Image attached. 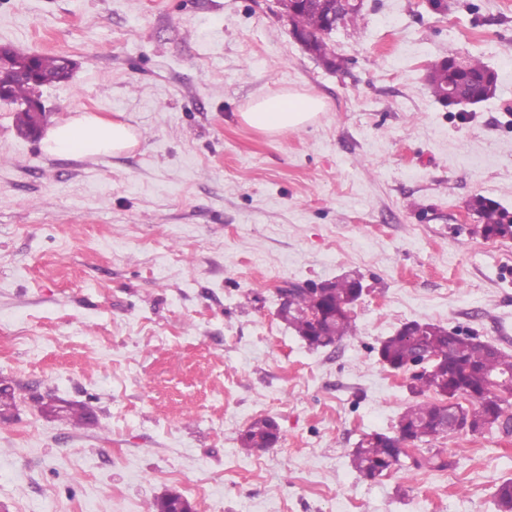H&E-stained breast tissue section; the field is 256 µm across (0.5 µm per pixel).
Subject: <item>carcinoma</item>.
Here are the masks:
<instances>
[{
    "label": "carcinoma",
    "mask_w": 512,
    "mask_h": 512,
    "mask_svg": "<svg viewBox=\"0 0 512 512\" xmlns=\"http://www.w3.org/2000/svg\"><path fill=\"white\" fill-rule=\"evenodd\" d=\"M291 23L293 30L304 35L310 43V52L334 71L345 68L346 60L336 53L325 34L327 13L304 0L292 4ZM4 62L10 65L3 82L6 96L18 106L15 125L20 135L28 136L29 130L38 121L39 116L30 102L35 95V87L21 79L13 77V70L26 66L23 57L9 48L0 50ZM451 58L436 59L429 63L426 81L432 95L440 100L444 98L450 76L447 63ZM36 70L51 84L61 83L71 76V69L65 65V58L56 55H42L36 59ZM491 69L481 59L473 58L466 63V71L459 76L463 93L480 96L487 100L496 94L497 86L485 81ZM471 209L479 217L482 226L480 233L485 238L512 235V217L509 212L494 201L483 196L472 200ZM353 283L348 278L334 282L333 287L319 293L309 284L290 281L286 292L293 308V317L283 318L297 335L313 348H328L355 336L356 323L350 312V294ZM330 310L336 316L323 322L321 329L307 318V313ZM421 344L431 355L437 357L428 368V372L416 378L411 391L418 395L431 392L439 396L435 402L417 401L410 405L399 417L396 430L388 435L373 432L364 435L358 442L353 454L352 464L356 472L366 480H374L384 474L396 458V443L401 438L419 441L429 446L427 456L414 461L417 469L448 468V456L444 445L457 431L438 433L434 429V414L444 400H456V406L464 416L472 418L475 433L481 434L494 427L509 434L512 432V414L508 413L509 397L512 396V353L500 348L490 349L476 336L452 334L439 325H431V332L421 337ZM378 353L386 359V366L392 370L408 365L415 360V347L412 337L397 331L382 342ZM50 412L62 414L77 423L89 418V411L80 403H67L50 407ZM282 440L269 426V419L259 418L251 422L240 436L241 447L263 449L275 446ZM441 447H434V443ZM497 512H512V479L497 486L495 495Z\"/></svg>",
    "instance_id": "1"
}]
</instances>
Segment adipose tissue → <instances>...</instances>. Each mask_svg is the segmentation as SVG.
<instances>
[{
	"instance_id": "1",
	"label": "adipose tissue",
	"mask_w": 512,
	"mask_h": 512,
	"mask_svg": "<svg viewBox=\"0 0 512 512\" xmlns=\"http://www.w3.org/2000/svg\"><path fill=\"white\" fill-rule=\"evenodd\" d=\"M324 108L317 96L287 89L255 97L239 118L253 129L274 134L306 127ZM41 144L43 151L50 155L90 158L128 152L137 146L138 140L128 123L106 121L82 112L49 128Z\"/></svg>"
}]
</instances>
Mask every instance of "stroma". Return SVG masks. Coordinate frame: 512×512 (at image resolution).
Here are the masks:
<instances>
[{"mask_svg": "<svg viewBox=\"0 0 512 512\" xmlns=\"http://www.w3.org/2000/svg\"><path fill=\"white\" fill-rule=\"evenodd\" d=\"M336 72L276 0H0V46L60 54L48 125L134 126L130 152L48 155L0 103V512H496L512 433H461L445 470L368 481L351 464L416 397L378 356L410 321L512 352V0H364L330 36ZM481 58L495 96L437 101L426 73ZM297 88L325 110L268 135L240 112ZM356 272L357 333L312 349L278 315L284 281ZM86 405L78 424L45 413ZM274 419L275 447L240 436ZM471 209L479 217L482 226L479 232L485 238L512 235V217L494 201L483 196L475 197Z\"/></svg>", "mask_w": 512, "mask_h": 512, "instance_id": "1", "label": "stroma"}]
</instances>
